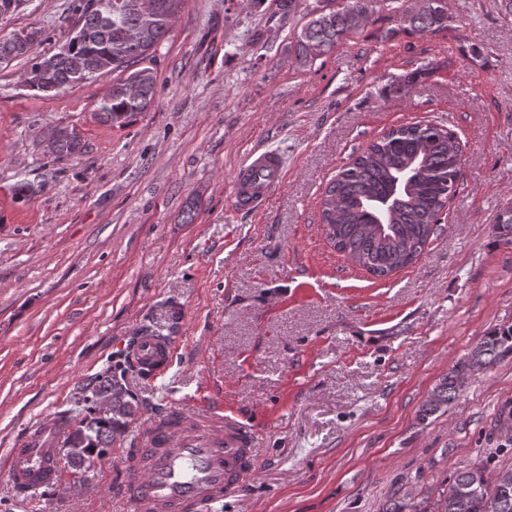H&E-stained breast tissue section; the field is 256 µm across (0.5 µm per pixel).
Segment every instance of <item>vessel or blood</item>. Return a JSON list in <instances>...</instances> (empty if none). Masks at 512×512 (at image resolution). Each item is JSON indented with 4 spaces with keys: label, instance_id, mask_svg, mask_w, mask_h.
Masks as SVG:
<instances>
[{
    "label": "vessel or blood",
    "instance_id": "b4317fda",
    "mask_svg": "<svg viewBox=\"0 0 512 512\" xmlns=\"http://www.w3.org/2000/svg\"><path fill=\"white\" fill-rule=\"evenodd\" d=\"M284 178L285 162L278 151H253L238 166L232 183L239 210L258 212ZM172 364L166 338H142L135 359L141 375L165 377ZM167 417V423L153 425L148 437L137 439L136 450H123L120 456L121 495L135 512H202L253 474L260 444L256 423L218 405L189 404L174 408ZM58 440L56 424L49 423L9 450L13 488L31 496L57 485Z\"/></svg>",
    "mask_w": 512,
    "mask_h": 512
}]
</instances>
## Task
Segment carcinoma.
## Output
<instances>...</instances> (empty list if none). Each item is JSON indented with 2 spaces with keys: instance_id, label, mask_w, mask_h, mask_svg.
<instances>
[{
  "instance_id": "1",
  "label": "carcinoma",
  "mask_w": 512,
  "mask_h": 512,
  "mask_svg": "<svg viewBox=\"0 0 512 512\" xmlns=\"http://www.w3.org/2000/svg\"><path fill=\"white\" fill-rule=\"evenodd\" d=\"M85 0L76 25L83 36L68 38L49 54L33 52L39 29H19L0 37V64L28 63L29 87L45 97L66 93L85 82L71 58L80 57L88 79L112 72V83L97 111L100 122L123 129L148 109L156 79L136 65L168 33L184 0ZM389 0V10L419 32L448 28L446 7L435 0ZM307 21L294 34L296 59L304 67L332 53L339 42L370 21L365 0H316L306 5ZM47 148L55 155L82 152L79 137L52 133ZM462 145L454 130L437 122H413L390 129L357 151L328 182L319 201L320 222L330 245L355 267L385 278L411 265L439 230L448 200L456 193ZM512 354V325L489 333L456 364L418 410L419 420L448 410L469 377ZM84 415L62 416L71 472L85 478L86 464L112 448V439L135 415L137 405L112 376L96 377L83 387ZM488 456L460 471L434 501L404 493L382 512H512V468L492 466Z\"/></svg>"
}]
</instances>
